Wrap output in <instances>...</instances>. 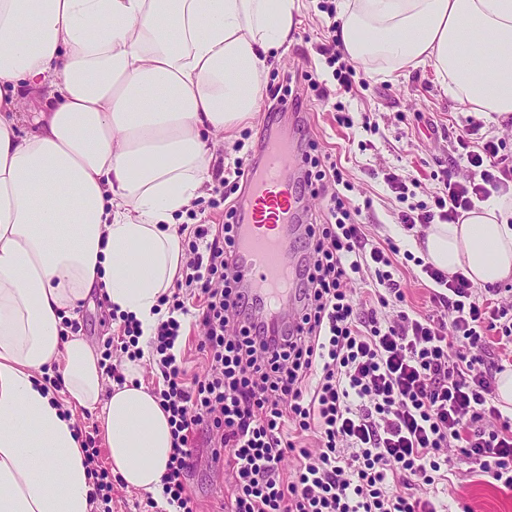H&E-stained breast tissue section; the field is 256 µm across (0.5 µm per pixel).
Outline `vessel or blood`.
I'll return each mask as SVG.
<instances>
[{"mask_svg": "<svg viewBox=\"0 0 512 512\" xmlns=\"http://www.w3.org/2000/svg\"><path fill=\"white\" fill-rule=\"evenodd\" d=\"M298 148L265 134L261 160L252 167L238 212L237 266L258 312L266 313L270 331L298 318L295 284L302 259L289 246L301 231L300 198L286 173L298 168Z\"/></svg>", "mask_w": 512, "mask_h": 512, "instance_id": "1", "label": "vessel or blood"}]
</instances>
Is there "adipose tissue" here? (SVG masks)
I'll use <instances>...</instances> for the list:
<instances>
[{
    "mask_svg": "<svg viewBox=\"0 0 512 512\" xmlns=\"http://www.w3.org/2000/svg\"><path fill=\"white\" fill-rule=\"evenodd\" d=\"M300 11V0H0V512H91L79 409L96 413L112 472L166 512L172 427L141 361L107 383L96 346L64 322L96 290L152 336L185 262L176 220L258 112ZM337 18L367 73L427 66L470 111L512 116V0H338ZM424 247L476 285L511 279L512 196L431 225ZM51 367L60 386L44 379Z\"/></svg>",
    "mask_w": 512,
    "mask_h": 512,
    "instance_id": "obj_1",
    "label": "adipose tissue"
}]
</instances>
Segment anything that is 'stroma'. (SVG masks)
Listing matches in <instances>:
<instances>
[{
	"label": "stroma",
	"instance_id": "stroma-1",
	"mask_svg": "<svg viewBox=\"0 0 512 512\" xmlns=\"http://www.w3.org/2000/svg\"><path fill=\"white\" fill-rule=\"evenodd\" d=\"M301 3L294 39L279 50L277 60L267 70L266 82H278L284 71L296 70L305 62L318 66L323 63L316 53L329 24L327 13L321 9L323 0ZM300 93L310 129L299 130L284 118L276 125L281 136L302 145L315 140L319 153L332 155L352 185L351 198L364 206L358 221L366 225L372 243L382 245L390 239L401 249H414L412 237L406 236L398 223L400 204L388 189L385 175L397 168L416 178L417 200L430 201L443 189L434 176L438 164L458 173L464 170L456 137L469 120V111L428 67L406 77L367 78L365 87L359 88L355 96L342 99L345 111L355 119L349 129L337 124L335 110L322 104L315 91L305 86ZM365 115L375 123V131L364 129L361 118ZM78 321L81 335L100 349L119 334L118 321L111 319L106 303L96 294L84 301ZM195 445L199 463L189 473L187 486L200 512H218L232 489L211 464L212 445L207 434L196 433ZM451 466L442 499L452 512H460L465 506L472 512H512V490L501 488L488 476L469 473L460 455H453Z\"/></svg>",
	"mask_w": 512,
	"mask_h": 512
}]
</instances>
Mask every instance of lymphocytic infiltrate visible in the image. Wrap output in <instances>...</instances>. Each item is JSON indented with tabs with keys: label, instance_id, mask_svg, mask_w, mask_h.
<instances>
[{
	"label": "lymphocytic infiltrate",
	"instance_id": "obj_1",
	"mask_svg": "<svg viewBox=\"0 0 512 512\" xmlns=\"http://www.w3.org/2000/svg\"><path fill=\"white\" fill-rule=\"evenodd\" d=\"M330 44L317 53L333 70L334 86L306 71L323 102L354 92L356 67L330 23ZM480 125L457 137L464 175L443 171L445 190L432 202L409 200L408 179L390 173L387 185L403 203L404 230L423 236L433 224L458 223L476 202L512 181V165L492 139L472 145ZM305 184L327 197L323 223H311V240L298 292L304 314L294 331L272 349L264 324L246 320L248 309L234 271L236 209L220 224L181 225L186 261L167 316L148 349L132 317L122 319L106 364L109 378L124 383L118 359L151 353L160 380L153 391L170 415L173 453L163 494L178 512H198L186 485L195 467L192 435L212 436L213 461L224 464L234 489L222 512H446L429 491L444 479L448 448L458 446L472 471L512 490V418L504 416L488 332L512 344V301L496 286L477 289L463 274H447L395 243L370 244L361 209L345 190L350 183L331 155L310 156ZM414 261L434 285V310L409 306L398 277L400 260ZM366 281L373 297L358 301L354 281ZM205 327L200 349L204 374L188 376L177 356L183 318L191 302ZM310 433L315 447L300 445ZM297 455L286 470L289 455ZM402 480L414 492L392 491Z\"/></svg>",
	"mask_w": 512,
	"mask_h": 512
}]
</instances>
